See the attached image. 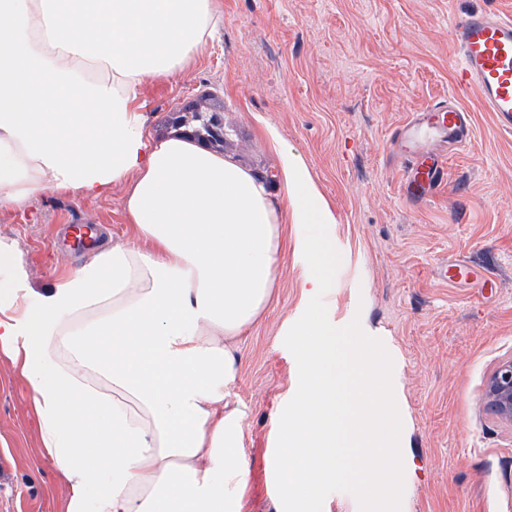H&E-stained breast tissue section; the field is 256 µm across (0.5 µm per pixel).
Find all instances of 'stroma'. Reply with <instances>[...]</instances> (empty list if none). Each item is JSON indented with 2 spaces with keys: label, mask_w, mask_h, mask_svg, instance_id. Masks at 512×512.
<instances>
[{
  "label": "stroma",
  "mask_w": 512,
  "mask_h": 512,
  "mask_svg": "<svg viewBox=\"0 0 512 512\" xmlns=\"http://www.w3.org/2000/svg\"><path fill=\"white\" fill-rule=\"evenodd\" d=\"M224 20L195 66L147 84L146 130L178 136L169 119L186 104L218 113L224 141L212 152L264 175L280 196L279 159L265 125L300 155L336 218L341 255L324 294L330 323L359 320L394 361L403 415L402 512H512V424L483 397L512 357V133L500 131L473 94H458L448 21L470 8L512 12V0H222ZM458 95L473 114L469 144L450 158L431 200L399 193L389 158L395 128L411 113ZM125 188L95 200L56 193L0 204V238L17 243L33 290L83 256L59 250V225L79 219L129 234ZM264 315L237 342L240 366L226 387L243 410L248 467L243 512H278L269 459L274 418L298 386L284 345L311 292L302 225L286 227ZM467 260L477 277L445 283L444 261ZM66 487L42 454L28 390L0 353V512H64Z\"/></svg>",
  "instance_id": "1"
}]
</instances>
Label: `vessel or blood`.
Instances as JSON below:
<instances>
[{
    "instance_id": "b4317fda",
    "label": "vessel or blood",
    "mask_w": 512,
    "mask_h": 512,
    "mask_svg": "<svg viewBox=\"0 0 512 512\" xmlns=\"http://www.w3.org/2000/svg\"><path fill=\"white\" fill-rule=\"evenodd\" d=\"M450 37L457 50L458 88L474 94L512 132V14L477 10L456 18ZM472 117L455 98L413 113L396 131L393 151L402 161L400 191L424 202L445 184L449 158L472 137Z\"/></svg>"
}]
</instances>
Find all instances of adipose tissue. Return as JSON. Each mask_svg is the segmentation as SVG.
I'll return each instance as SVG.
<instances>
[{"label": "adipose tissue", "instance_id": "1", "mask_svg": "<svg viewBox=\"0 0 512 512\" xmlns=\"http://www.w3.org/2000/svg\"><path fill=\"white\" fill-rule=\"evenodd\" d=\"M222 15L220 0H0V204L126 187L130 237L43 291L0 238V350L65 512H242L236 341L270 301L286 225L335 221L274 126L277 198L230 158L148 136L143 86L189 70Z\"/></svg>", "mask_w": 512, "mask_h": 512}]
</instances>
